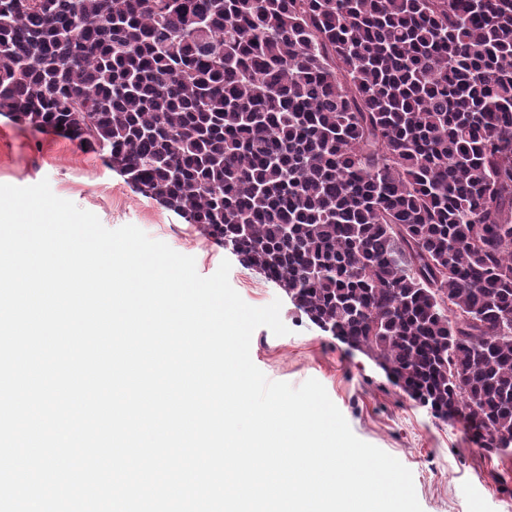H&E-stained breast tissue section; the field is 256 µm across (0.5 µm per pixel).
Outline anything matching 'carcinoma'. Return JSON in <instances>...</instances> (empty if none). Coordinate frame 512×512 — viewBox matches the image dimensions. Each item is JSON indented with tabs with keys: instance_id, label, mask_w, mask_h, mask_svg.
Listing matches in <instances>:
<instances>
[{
	"instance_id": "carcinoma-1",
	"label": "carcinoma",
	"mask_w": 512,
	"mask_h": 512,
	"mask_svg": "<svg viewBox=\"0 0 512 512\" xmlns=\"http://www.w3.org/2000/svg\"><path fill=\"white\" fill-rule=\"evenodd\" d=\"M0 114L512 447V0H0Z\"/></svg>"
}]
</instances>
